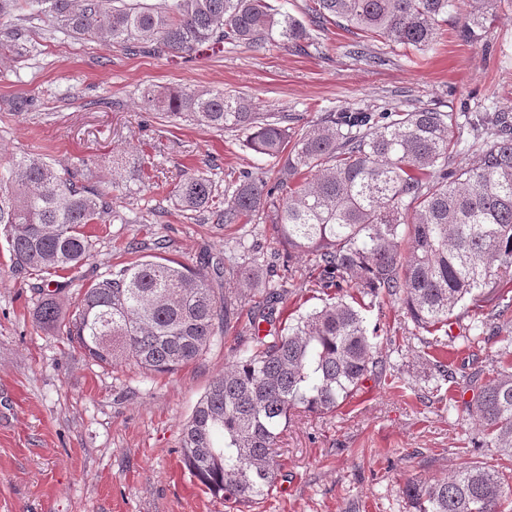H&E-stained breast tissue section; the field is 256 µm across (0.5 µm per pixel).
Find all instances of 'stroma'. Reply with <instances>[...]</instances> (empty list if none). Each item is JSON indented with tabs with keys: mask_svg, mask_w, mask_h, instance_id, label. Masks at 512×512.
I'll return each instance as SVG.
<instances>
[{
	"mask_svg": "<svg viewBox=\"0 0 512 512\" xmlns=\"http://www.w3.org/2000/svg\"><path fill=\"white\" fill-rule=\"evenodd\" d=\"M468 8L469 0H456L440 18L432 51L373 43L382 59L376 66L353 56L359 32L333 24L313 30L303 52L227 45L182 57L53 37L48 23L28 24L26 37L39 43L40 55L0 59V163L39 150L53 163L83 167L92 185L111 193L116 219L88 226L87 265L50 277L15 268L0 232V512H416L403 494L409 480L499 463L497 449L477 447L479 432L456 406L461 386L437 381L433 363L458 376H488L499 339L512 330L478 344L464 337L512 304V288H488L478 302L459 305L428 347L400 302L363 306L378 355L399 381L373 377L336 412L292 414L278 443L275 483L256 504L214 495L180 448L200 397L251 345L237 333L250 306L239 308L224 341L164 375L93 362L33 319L42 288L69 311L90 280L112 268L155 256L193 264L231 250L240 237L260 239L266 261L290 262L286 314L321 307L327 295L308 278L306 261L288 260L267 226L229 229L209 214L181 211L170 194L196 174L228 198L242 173L274 181L276 160L250 150L241 133L142 111L141 92L224 90L248 98L257 112L291 114L297 126L342 109L512 113V0H498L477 42L460 35ZM135 167L147 180L131 194L113 189L119 172Z\"/></svg>",
	"mask_w": 512,
	"mask_h": 512,
	"instance_id": "obj_1",
	"label": "stroma"
}]
</instances>
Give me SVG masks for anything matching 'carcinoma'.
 Masks as SVG:
<instances>
[{
    "instance_id": "obj_1",
    "label": "carcinoma",
    "mask_w": 512,
    "mask_h": 512,
    "mask_svg": "<svg viewBox=\"0 0 512 512\" xmlns=\"http://www.w3.org/2000/svg\"><path fill=\"white\" fill-rule=\"evenodd\" d=\"M495 0H471L464 35L478 40ZM454 0H308L306 19L271 0H0V56L30 57L36 46L12 23L46 17L50 34L153 54H190L203 45L261 51L277 41L301 50L310 28L343 25L367 41L433 48L438 18ZM141 105L166 118L245 135L247 146L276 160L274 188L249 174L231 198L213 182L187 177L174 186L182 210L209 212L226 227L260 214L288 255L309 258L323 288L362 298L399 299L413 327L429 334L450 324L476 292L512 282V114L472 112L466 125L476 160L452 170L460 126L434 108L330 112L288 127L222 90L163 87L141 92ZM114 216L112 198L78 169L58 168L28 152L0 165V224L15 264L36 272L82 268L92 243L85 227ZM235 280L237 297L215 284ZM286 275L259 246L227 265L210 255L188 265L169 257L131 263L90 282L65 314L52 293L35 309L38 323L73 340L94 361L131 362L145 373H172L201 358L229 330L238 304L252 312L243 331L252 346L216 378L182 429L181 449L210 491L235 503L264 498L275 482L274 448L295 410L326 414L356 395L369 376H387L364 318L341 300L301 314L264 336L260 325L283 317ZM462 410L481 427L482 446L512 462V340L485 379L470 377ZM507 470L475 462L446 479L405 487L416 512H512Z\"/></svg>"
}]
</instances>
